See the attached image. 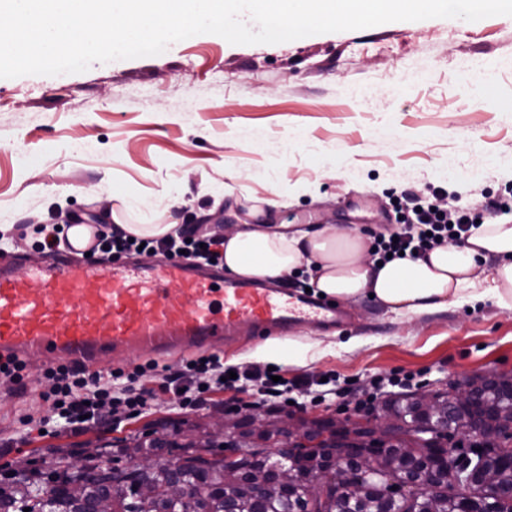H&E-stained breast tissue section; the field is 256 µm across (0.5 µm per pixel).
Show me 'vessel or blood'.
Masks as SVG:
<instances>
[{
    "instance_id": "b4317fda",
    "label": "vessel or blood",
    "mask_w": 512,
    "mask_h": 512,
    "mask_svg": "<svg viewBox=\"0 0 512 512\" xmlns=\"http://www.w3.org/2000/svg\"><path fill=\"white\" fill-rule=\"evenodd\" d=\"M93 224H73L65 257L17 273L0 260V358L49 355L78 367L132 352L165 359L247 336L268 339L298 323L347 321L337 305L295 289L224 280L192 261L104 266L85 260Z\"/></svg>"
}]
</instances>
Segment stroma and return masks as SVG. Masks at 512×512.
<instances>
[{"mask_svg": "<svg viewBox=\"0 0 512 512\" xmlns=\"http://www.w3.org/2000/svg\"><path fill=\"white\" fill-rule=\"evenodd\" d=\"M489 68V91L464 80ZM442 190L451 206L486 208L512 193V17L432 18L323 33L279 44L232 45L214 34L157 56L93 63L83 73L0 79V231L19 236L26 264L41 224L94 219L104 232L113 192L133 224L247 218L276 194L269 224L356 225L393 234L395 200L409 207ZM350 326L299 327L303 364L257 356L247 338L220 348L225 366L275 367L352 386L346 400L306 402L290 415L358 421L375 381L407 392L446 390L487 372L512 378V310L487 300L411 319L371 301L348 305ZM47 360L22 385H0V475L26 457L42 475L74 452L157 432L184 442L251 395L216 390L186 409L155 390L150 410L80 432L23 435L20 418L49 415L39 399Z\"/></svg>", "mask_w": 512, "mask_h": 512, "instance_id": "1", "label": "stroma"}]
</instances>
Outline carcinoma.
<instances>
[{
	"instance_id": "carcinoma-1",
	"label": "carcinoma",
	"mask_w": 512,
	"mask_h": 512,
	"mask_svg": "<svg viewBox=\"0 0 512 512\" xmlns=\"http://www.w3.org/2000/svg\"><path fill=\"white\" fill-rule=\"evenodd\" d=\"M470 384L480 386L484 426L496 430L508 428L512 421V379L499 378L497 383H484L479 378ZM433 414L424 415L416 394L390 398L382 411L396 421L394 430L380 437L384 452L379 470L403 485L414 470L432 464L442 478L438 487L406 497L389 491L384 480L375 474L341 480L334 484L323 501L315 502L308 486L296 482L288 486L274 483L275 457L256 452L258 448H281L287 444L280 431L258 432L244 429L232 442L234 448H253L255 452L242 458L243 471L224 472V465L212 463L197 455L198 447L191 439L180 446L163 437L150 440L133 439L121 452L128 456L160 457L172 448L183 453L177 471L164 463L133 475L88 466L82 475V491L75 496L70 485L74 477L66 475L51 488L21 475L7 489H0V512H96L103 500L112 502V512H512V497L499 493L501 487H512V456L509 445H484L471 452L480 469L492 473L494 483H468L472 470H461L459 450L441 446L440 434L431 429L448 414L449 392L432 395ZM370 431L345 429L338 440L323 443L302 453H288V464L311 471L328 468L342 471L347 463L336 452L338 448L368 447ZM134 483L146 484L154 495L143 498L130 491ZM188 487L183 495L169 492L171 485Z\"/></svg>"
}]
</instances>
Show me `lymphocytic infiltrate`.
<instances>
[{"label": "lymphocytic infiltrate", "instance_id": "f902f5d3", "mask_svg": "<svg viewBox=\"0 0 512 512\" xmlns=\"http://www.w3.org/2000/svg\"><path fill=\"white\" fill-rule=\"evenodd\" d=\"M401 225L396 240L377 239L373 254L378 262L389 257L401 258L406 254L422 255L435 246L452 242L461 243L471 229L479 227L482 218L468 208H447L443 202L416 205L410 213H398ZM160 253L172 261L194 259L211 266L224 262V240L217 234L200 232L198 227L180 231L178 237L149 238L140 240L126 235L101 234L100 251L112 261L138 250ZM50 390L42 396L53 408L50 418L33 421L22 420L25 431L59 430L79 431L85 424H98L106 419L117 420L128 414H140L150 408L152 391L147 379L161 377L162 387L179 391L183 406L194 407L202 402L214 388L221 386L228 376L220 356H202L186 363L176 374H161L157 364H135L110 370L108 374L91 372L66 364L49 366L45 372ZM233 386L253 388L263 404L274 408L285 400L288 392L310 397L321 402L328 396L327 390L319 389V381L311 375L297 377L293 382L273 381L271 371L247 368L238 371Z\"/></svg>", "mask_w": 512, "mask_h": 512}]
</instances>
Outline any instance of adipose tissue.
<instances>
[{"label":"adipose tissue","instance_id":"ef3b65f1","mask_svg":"<svg viewBox=\"0 0 512 512\" xmlns=\"http://www.w3.org/2000/svg\"><path fill=\"white\" fill-rule=\"evenodd\" d=\"M239 223L224 234V270L248 281H283L305 270L317 293L346 302L373 298L387 311L412 318L494 298L512 309V224L472 230L464 244L447 243L424 256L373 259L356 228L296 224L279 231L259 223ZM496 258L488 266V258Z\"/></svg>","mask_w":512,"mask_h":512}]
</instances>
